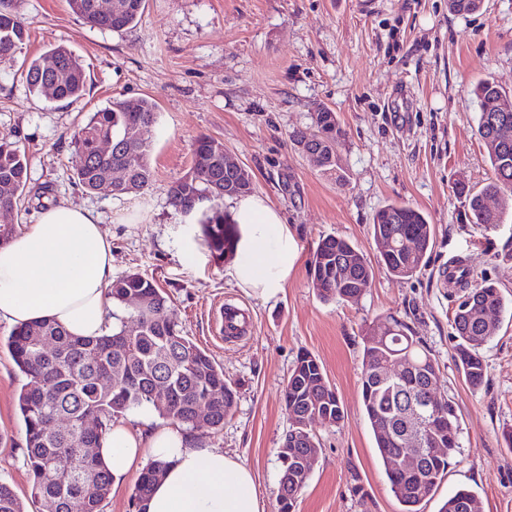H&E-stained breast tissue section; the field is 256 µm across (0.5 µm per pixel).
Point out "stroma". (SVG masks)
Here are the masks:
<instances>
[{
    "label": "stroma",
    "instance_id": "obj_1",
    "mask_svg": "<svg viewBox=\"0 0 512 512\" xmlns=\"http://www.w3.org/2000/svg\"><path fill=\"white\" fill-rule=\"evenodd\" d=\"M27 39L17 60H0V136L20 140L28 187L8 223L25 230L43 192L94 212L112 240V275L137 271L172 299L180 329L209 352L237 386L233 411L210 448L239 456L255 474L265 512H278L277 451L290 426L283 393L300 351L316 356L344 408L340 425L317 428L319 460L295 512H400L362 407V337L390 315L404 320L438 361V388L459 407L461 448L422 512H438L458 488L474 491L482 512H512V316L484 349L487 374L472 388L454 360L452 320L461 294L439 271L449 258H473L512 299V208L500 226L472 224L459 186L481 189L492 175L477 133L472 94L490 80L512 94V0H484L469 15L448 0H146L136 26L89 27L66 0H22ZM63 45L82 60L84 96L54 102L29 93L23 60ZM149 97L156 124L153 180L144 192L88 194L73 182L71 137L110 99ZM332 109L343 131L335 174L300 155L294 131H313L317 107ZM223 142L252 175L253 193L291 228L298 258L277 300L236 286L232 258L216 260L195 220L169 205L172 183L192 165L195 138ZM390 202L420 209L433 224L427 264L409 280L376 266L354 303L320 300L310 261L326 235L378 252L373 216ZM242 313L234 342L216 340L214 307ZM0 325V481L29 491L25 429L17 395L25 378Z\"/></svg>",
    "mask_w": 512,
    "mask_h": 512
}]
</instances>
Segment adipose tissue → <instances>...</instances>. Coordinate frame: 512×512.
Listing matches in <instances>:
<instances>
[{
    "instance_id": "adipose-tissue-1",
    "label": "adipose tissue",
    "mask_w": 512,
    "mask_h": 512,
    "mask_svg": "<svg viewBox=\"0 0 512 512\" xmlns=\"http://www.w3.org/2000/svg\"><path fill=\"white\" fill-rule=\"evenodd\" d=\"M235 220L241 257L231 267L232 279L262 300L276 299L297 256L289 226L258 196L238 199ZM111 280L112 242L97 216L56 204L0 246V322L48 319L75 336L104 335ZM99 454L116 482L147 459L166 461L146 512H264L250 467L223 449L190 447L180 429L144 435L116 423Z\"/></svg>"
}]
</instances>
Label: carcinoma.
<instances>
[{
  "instance_id": "carcinoma-1",
  "label": "carcinoma",
  "mask_w": 512,
  "mask_h": 512,
  "mask_svg": "<svg viewBox=\"0 0 512 512\" xmlns=\"http://www.w3.org/2000/svg\"><path fill=\"white\" fill-rule=\"evenodd\" d=\"M91 0H67L70 10L94 28L122 31L135 25L145 9V0H122L124 7L111 16H96L89 12ZM483 0H448V9L458 15L479 11ZM19 0H0V58H13L21 49L27 31L20 20ZM28 91L46 96V87L53 90V101L81 97L87 86V74L68 48L58 45L46 49L33 59L26 70ZM479 102L478 133L487 150L493 177L482 191L462 190L468 200V213L474 224H499L501 217L491 211L485 199L507 192L512 186V95L501 91L486 80L474 90ZM491 103L508 121V135L490 128L485 122L484 105ZM155 104L142 99L134 108L125 100H112L108 106L93 113L74 132L71 144L90 160V165L78 169L74 179L88 193H98L106 186L102 174L114 166L128 169L129 184L118 194L141 193L152 183L150 165L151 144L141 138L129 145V126L146 129L156 124ZM313 124L323 133L321 166L340 170L336 146L342 137L336 113L320 107L313 113ZM112 142V153L100 155V144ZM215 141L206 135L193 144L192 166L173 182L169 190V205L182 214L199 216L203 239L213 257L218 260L237 249L236 225L224 218V155L214 152ZM28 182V161L17 142L0 138V208L20 209L24 203ZM372 235L375 242L393 241L395 248L379 255V264L391 275L410 279L426 266V255L433 245V225L418 210L407 205L390 203L373 217ZM374 269L358 247L346 238L327 236L313 254L310 268L311 287L325 302H355L362 295L360 285L370 284ZM457 282L462 292L455 316L457 344L454 361L472 387L480 386L486 376L483 349L497 326L484 318V313L501 315L508 302L496 282L480 277L476 267L464 260ZM116 311L112 312V330L103 336L80 337L67 333L51 320H41L14 329L6 339V347L18 370L27 378L17 398V407L25 427V462L30 473L27 500H22L6 483H0V512H26L25 502L44 512H102L112 476L97 455H87L85 449L98 448L106 441L112 420L133 410L151 411L150 393L159 380L166 381L173 391V405L162 417L185 427L191 437L199 433H215L223 428L227 408L237 403V390L224 377V370L214 358L190 338L181 334L177 314L167 293L157 283L138 272H128L112 281L109 288ZM139 296L149 300L140 312L124 310L127 298ZM139 323L138 333L127 343L124 354L118 355L113 345L123 340L127 319ZM387 342L377 346L370 336H363L361 362V394L365 415L376 448L384 466L390 490L401 505V512H421L448 474L459 448V419L452 397L443 393L434 410L443 414V429L448 443L429 442L428 453L420 472L398 474L393 457L404 450L397 438L402 430L400 407L408 394L417 392L426 382L437 386L439 366L420 337L410 332L405 321L390 316ZM399 357H409L419 367L407 373L393 387L380 386L375 373ZM119 373L120 387L114 391L98 385L102 372ZM286 409L291 422L308 418L305 436L291 427L284 438L288 447L297 449L294 460L281 466L277 488L279 512H293L301 491L294 481L295 460L306 448L319 445L316 427L337 425L344 418V409L335 390L327 381L316 357L300 352L290 370L286 385ZM217 390L222 400H207ZM208 402L212 411L210 426L194 421V407ZM96 420L92 429L83 428L84 419ZM163 460H155L138 478L132 502L140 505L155 483V473L166 468ZM477 496L467 488H459L448 496L439 512H475Z\"/></svg>"
}]
</instances>
